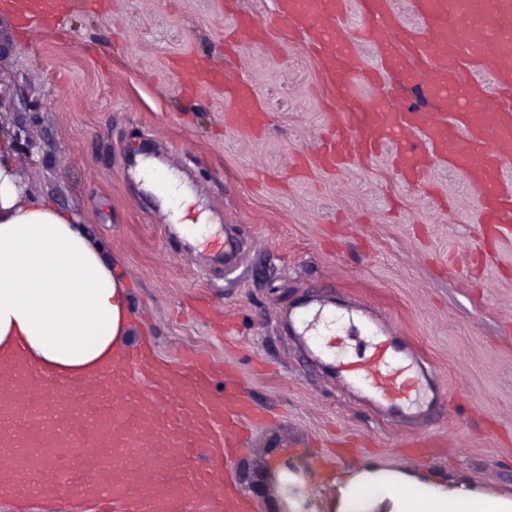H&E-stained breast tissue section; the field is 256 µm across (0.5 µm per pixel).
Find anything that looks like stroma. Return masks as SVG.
Segmentation results:
<instances>
[{"label": "stroma", "mask_w": 512, "mask_h": 512, "mask_svg": "<svg viewBox=\"0 0 512 512\" xmlns=\"http://www.w3.org/2000/svg\"><path fill=\"white\" fill-rule=\"evenodd\" d=\"M4 2L0 95L14 109L0 121L40 114L30 127L39 151L16 150L17 175L74 214L115 263L134 336H154L165 360L206 353L235 366L252 402L272 411L228 474L251 512H279L272 475L286 455L334 471L404 460L435 478L512 491V239L480 257L474 193L459 176L435 168L432 199L409 189L384 153L337 174L316 168L326 125L300 43L281 45L277 62L252 51L243 59L266 106L264 132L219 129L222 91L185 95L186 75L170 66L191 53L223 61L230 21L219 0H102L95 15L85 0H66L74 38L33 30L22 40ZM147 156L186 182L193 217H205L214 237L233 234V265L181 233L135 176ZM201 297L234 316L231 338L192 314ZM316 297L340 315L377 314L436 378L444 403L406 421L345 392L283 322ZM415 433L446 445L412 452ZM0 512L95 506L57 490L0 497Z\"/></svg>", "instance_id": "1"}]
</instances>
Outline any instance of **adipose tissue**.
<instances>
[{"instance_id": "1", "label": "adipose tissue", "mask_w": 512, "mask_h": 512, "mask_svg": "<svg viewBox=\"0 0 512 512\" xmlns=\"http://www.w3.org/2000/svg\"><path fill=\"white\" fill-rule=\"evenodd\" d=\"M0 130V357L59 374L98 375L130 343L129 299L67 212L20 188ZM322 512H512V493L435 481L400 461L311 470Z\"/></svg>"}]
</instances>
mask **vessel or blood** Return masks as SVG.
<instances>
[{"label":"vessel or blood","instance_id":"b4317fda","mask_svg":"<svg viewBox=\"0 0 512 512\" xmlns=\"http://www.w3.org/2000/svg\"><path fill=\"white\" fill-rule=\"evenodd\" d=\"M402 23L393 0H275L272 14L230 10L224 66L195 55L176 58L195 89L224 93L225 130L261 133L267 114L252 81L231 63L242 49L268 51L272 36L301 39L317 66V97L327 139L317 155L334 172L388 152L413 191L445 166L475 191L482 242L512 236V0H408ZM60 0H32L24 25L60 24ZM373 47L367 66L362 47ZM425 63L439 111L399 109L380 92L384 75L414 81ZM378 88L372 105L343 109L355 82ZM302 336L337 371L389 412L429 407L432 388L408 362L402 341L378 321L337 319L307 304L290 315ZM368 339V356L345 354L348 336ZM238 389L233 366L205 356L162 360L151 338L96 378H58L20 359L0 361V473L19 479L22 497L77 489L96 512H249L223 475L261 424Z\"/></svg>","mask_w":512,"mask_h":512}]
</instances>
